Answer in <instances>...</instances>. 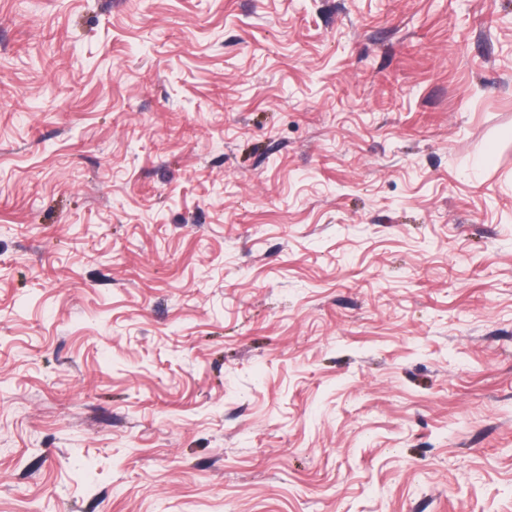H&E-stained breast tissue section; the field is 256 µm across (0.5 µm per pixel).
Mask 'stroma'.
Listing matches in <instances>:
<instances>
[{
    "label": "stroma",
    "mask_w": 512,
    "mask_h": 512,
    "mask_svg": "<svg viewBox=\"0 0 512 512\" xmlns=\"http://www.w3.org/2000/svg\"><path fill=\"white\" fill-rule=\"evenodd\" d=\"M0 512H512V0H0Z\"/></svg>",
    "instance_id": "1"
}]
</instances>
